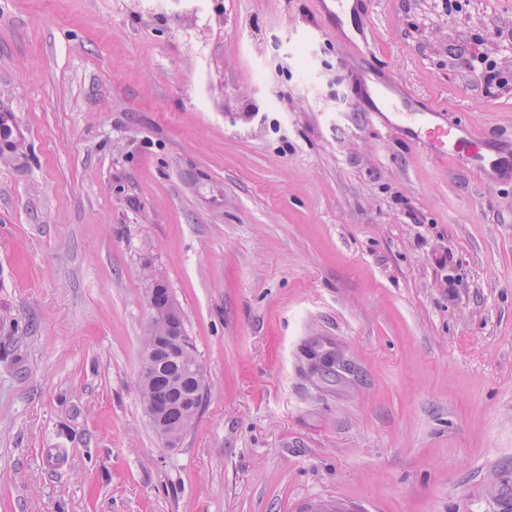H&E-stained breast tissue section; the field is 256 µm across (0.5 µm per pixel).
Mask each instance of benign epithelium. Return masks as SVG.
Wrapping results in <instances>:
<instances>
[{
  "label": "benign epithelium",
  "instance_id": "7a95c632",
  "mask_svg": "<svg viewBox=\"0 0 512 512\" xmlns=\"http://www.w3.org/2000/svg\"><path fill=\"white\" fill-rule=\"evenodd\" d=\"M149 287L147 306L150 322L147 329L148 341L142 351L141 384L150 385L168 358L176 352L186 353L191 350L187 339L172 324L178 307L174 300L165 292L164 280L154 274H148ZM193 381V391L184 392V378L169 379V393L166 396L154 397L147 403V420L164 444L175 447L186 432L184 428H173L169 424L168 415L174 409L183 413L193 414L199 410L205 394L203 370L198 360H190L186 364L185 378Z\"/></svg>",
  "mask_w": 512,
  "mask_h": 512
}]
</instances>
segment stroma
Here are the masks:
<instances>
[{"mask_svg":"<svg viewBox=\"0 0 512 512\" xmlns=\"http://www.w3.org/2000/svg\"><path fill=\"white\" fill-rule=\"evenodd\" d=\"M183 8L0 0V512H512V183L371 122L317 0ZM369 13L384 81L512 143V0ZM150 271L207 381L175 448ZM148 280L147 306L150 312V322L146 336H149V339L143 347L140 373L141 384L147 386L151 382L157 381L156 376L168 358L178 351L187 353L191 350L187 339L172 324L178 307L165 292L164 280L155 273L148 274ZM181 369V364L178 361H168L162 369L164 376L149 388L145 387L143 397L163 394L166 387V376L177 375Z\"/></svg>","mask_w":512,"mask_h":512,"instance_id":"stroma-1","label":"stroma"}]
</instances>
